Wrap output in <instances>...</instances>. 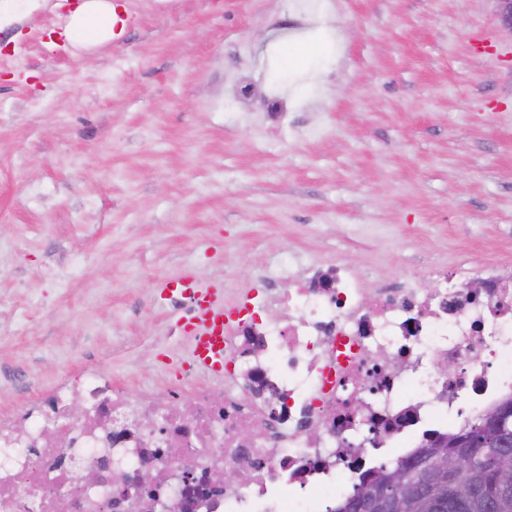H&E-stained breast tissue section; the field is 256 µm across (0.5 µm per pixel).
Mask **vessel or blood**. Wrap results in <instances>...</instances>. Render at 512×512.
I'll list each match as a JSON object with an SVG mask.
<instances>
[{
    "label": "vessel or blood",
    "mask_w": 512,
    "mask_h": 512,
    "mask_svg": "<svg viewBox=\"0 0 512 512\" xmlns=\"http://www.w3.org/2000/svg\"><path fill=\"white\" fill-rule=\"evenodd\" d=\"M168 290L177 292L192 305L185 325L191 335V356L195 367L207 375H224V297L196 277L184 275L170 281Z\"/></svg>",
    "instance_id": "b4317fda"
}]
</instances>
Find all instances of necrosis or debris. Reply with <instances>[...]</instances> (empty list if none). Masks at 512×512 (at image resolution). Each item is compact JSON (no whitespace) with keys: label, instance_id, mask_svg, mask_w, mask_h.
I'll return each mask as SVG.
<instances>
[{"label":"necrosis or debris","instance_id":"4bbe7bcc","mask_svg":"<svg viewBox=\"0 0 512 512\" xmlns=\"http://www.w3.org/2000/svg\"><path fill=\"white\" fill-rule=\"evenodd\" d=\"M436 278L291 272L277 315L225 323L224 382L197 392L188 429L175 391L144 398L95 371L0 416V512H329L383 461L512 400V266ZM227 468L239 479L216 484Z\"/></svg>","mask_w":512,"mask_h":512}]
</instances>
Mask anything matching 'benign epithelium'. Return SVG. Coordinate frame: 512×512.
Listing matches in <instances>:
<instances>
[{"mask_svg": "<svg viewBox=\"0 0 512 512\" xmlns=\"http://www.w3.org/2000/svg\"><path fill=\"white\" fill-rule=\"evenodd\" d=\"M503 29L512 34V0H496ZM498 437L495 456L499 474L512 475V402L507 400L488 410L479 425L464 427L452 437L434 436L415 458L384 471L375 479L362 480L350 497L336 507L338 512H396L411 504L419 512H445L448 502L472 499L477 492L463 482L448 486V478H464L480 465Z\"/></svg>", "mask_w": 512, "mask_h": 512, "instance_id": "1", "label": "benign epithelium"}]
</instances>
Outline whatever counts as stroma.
I'll use <instances>...</instances> for the list:
<instances>
[{"label":"stroma","mask_w":512,"mask_h":512,"mask_svg":"<svg viewBox=\"0 0 512 512\" xmlns=\"http://www.w3.org/2000/svg\"><path fill=\"white\" fill-rule=\"evenodd\" d=\"M76 58L68 8L0 29V413L87 369L181 398L186 272L228 306L283 270L366 285L512 262V34L495 0H130ZM320 37L326 60L286 66Z\"/></svg>","instance_id":"stroma-1"}]
</instances>
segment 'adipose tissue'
Here are the masks:
<instances>
[{
    "label": "adipose tissue",
    "instance_id": "1",
    "mask_svg": "<svg viewBox=\"0 0 512 512\" xmlns=\"http://www.w3.org/2000/svg\"><path fill=\"white\" fill-rule=\"evenodd\" d=\"M126 0H79L68 16L63 34L73 55L111 44L127 20L121 10Z\"/></svg>",
    "mask_w": 512,
    "mask_h": 512
}]
</instances>
